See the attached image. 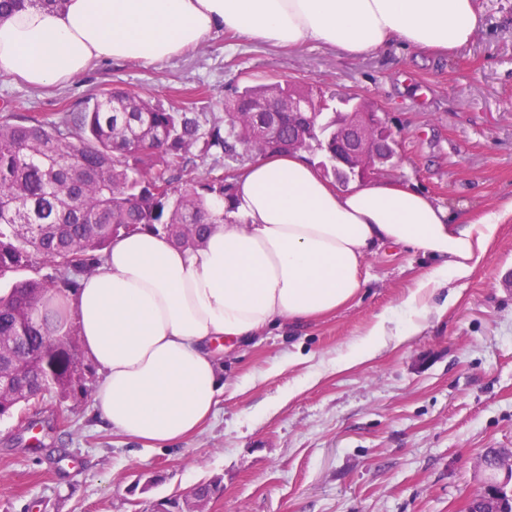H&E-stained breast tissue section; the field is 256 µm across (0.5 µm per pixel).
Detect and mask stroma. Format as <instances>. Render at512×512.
Segmentation results:
<instances>
[{
    "label": "stroma",
    "mask_w": 512,
    "mask_h": 512,
    "mask_svg": "<svg viewBox=\"0 0 512 512\" xmlns=\"http://www.w3.org/2000/svg\"><path fill=\"white\" fill-rule=\"evenodd\" d=\"M479 5L480 31L447 55L393 45L347 58L217 31L160 64L97 61L49 87L0 78V108L47 118L122 87L217 112L245 85L276 80L355 95L396 134L388 176L475 215L512 196V0ZM428 263L412 250L375 254L349 307L222 354L216 416L176 445L147 449L96 421L95 368L86 392L46 400L44 450L29 448L21 413L0 419V512H149L215 479L205 512H466L482 455L512 448V222L452 284L453 304L429 300L406 343L332 369L377 315L398 314Z\"/></svg>",
    "instance_id": "stroma-1"
}]
</instances>
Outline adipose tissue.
<instances>
[{
  "label": "adipose tissue",
  "instance_id": "1",
  "mask_svg": "<svg viewBox=\"0 0 512 512\" xmlns=\"http://www.w3.org/2000/svg\"><path fill=\"white\" fill-rule=\"evenodd\" d=\"M481 26L477 0H65L0 20V77L45 86L97 60L157 64L217 30L357 57L395 43L448 53ZM232 183L231 211L199 245L152 231L118 237L63 300L102 375L95 419L148 448L215 416L225 387L215 342L231 350L336 313L360 295L370 255L421 251L433 264L399 304L405 323L379 316L336 366L371 360L419 331L434 289L469 278L512 215L511 200L468 216L401 179L343 191L301 153L257 157Z\"/></svg>",
  "mask_w": 512,
  "mask_h": 512
}]
</instances>
